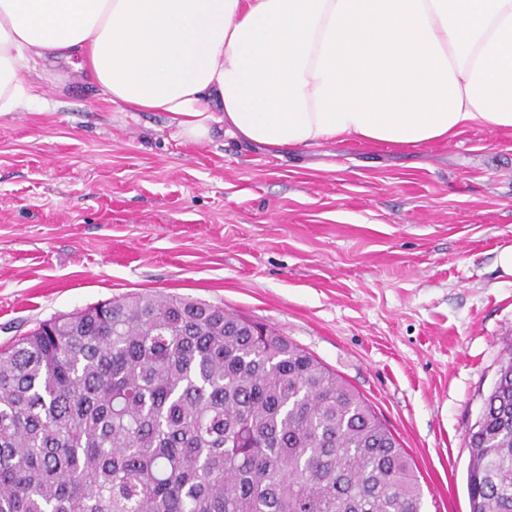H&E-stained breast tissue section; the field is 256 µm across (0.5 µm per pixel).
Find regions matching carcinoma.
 Segmentation results:
<instances>
[{
  "instance_id": "cac0c4a2",
  "label": "carcinoma",
  "mask_w": 512,
  "mask_h": 512,
  "mask_svg": "<svg viewBox=\"0 0 512 512\" xmlns=\"http://www.w3.org/2000/svg\"><path fill=\"white\" fill-rule=\"evenodd\" d=\"M468 431L470 512H512V353ZM372 406L287 337L132 294L0 350V512H422Z\"/></svg>"
}]
</instances>
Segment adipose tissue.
I'll list each match as a JSON object with an SVG mask.
<instances>
[{
    "instance_id": "obj_1",
    "label": "adipose tissue",
    "mask_w": 512,
    "mask_h": 512,
    "mask_svg": "<svg viewBox=\"0 0 512 512\" xmlns=\"http://www.w3.org/2000/svg\"><path fill=\"white\" fill-rule=\"evenodd\" d=\"M108 101L279 148L512 130V0H0V115L36 61Z\"/></svg>"
}]
</instances>
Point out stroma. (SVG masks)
<instances>
[{
  "label": "stroma",
  "instance_id": "stroma-1",
  "mask_svg": "<svg viewBox=\"0 0 512 512\" xmlns=\"http://www.w3.org/2000/svg\"><path fill=\"white\" fill-rule=\"evenodd\" d=\"M0 115V348L128 294L189 297L297 343L376 411L424 512H470L467 432L512 352V130L421 147L180 138L70 64Z\"/></svg>",
  "mask_w": 512,
  "mask_h": 512
}]
</instances>
